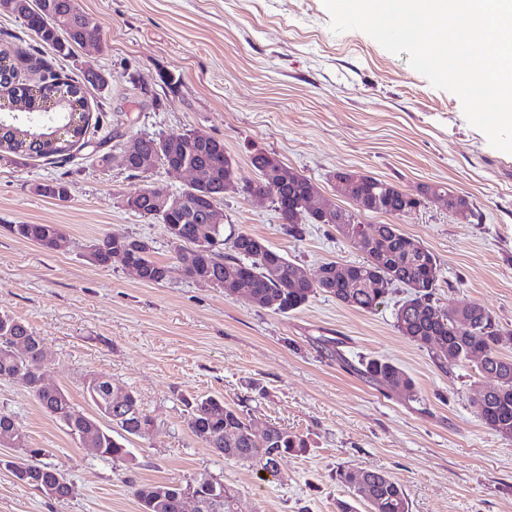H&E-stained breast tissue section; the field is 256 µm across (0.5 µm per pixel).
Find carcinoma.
Listing matches in <instances>:
<instances>
[{"label":"carcinoma","instance_id":"carcinoma-1","mask_svg":"<svg viewBox=\"0 0 512 512\" xmlns=\"http://www.w3.org/2000/svg\"><path fill=\"white\" fill-rule=\"evenodd\" d=\"M76 0H25L24 11L19 15L24 26L46 46L62 52L80 44L78 20L85 19ZM0 89L12 101L21 103V111L29 114L42 111L41 101L55 96L64 100L56 108L58 124L69 120V112L77 102L85 103V89L95 88V73L83 74L79 81L59 82V75L45 69L38 85L39 94L31 92L29 85L17 80L14 59L23 54L12 47H1ZM31 130L40 134L46 130L34 124H21L19 117L0 119V147L19 159L50 158L64 156L84 135L87 127H76L70 138L51 146L44 141L16 139V134ZM147 154L160 164L173 154L187 163L207 170L208 198L194 204L199 190L189 187L179 193L186 204L171 212L159 209L158 193L145 189L136 198L140 205L137 213L149 216L161 224L169 235L195 248L205 247L194 267L182 271L186 279L209 285L215 279L230 283L246 276L252 282V296L256 306L289 314L304 307L311 298L326 293L341 305L361 312L374 311L389 295L392 287L408 288V296L396 309L394 326L408 341L425 349L443 369L462 362H474L481 374L496 380V386L476 401L477 413L494 432L512 439V357L502 353L505 345L512 343V331L502 328L492 313L480 304L460 302L453 308H443L434 299L438 286L440 264L433 253L424 247H415L410 237L398 224H365L363 230L371 243L365 260L356 264L329 261L320 266L315 280H300L298 266L285 255L270 247L266 240L244 231L225 230L222 224L209 223L211 204L221 205L224 200V183L236 179V162L224 154V144L207 137L194 138V133L181 135L151 136L143 138ZM250 163L256 178L253 184L241 188L244 193L252 186L268 185L273 178L262 158V151L250 155ZM338 175L354 182L350 196L353 209L336 207V231L342 232L346 224L358 220L361 212L381 213L400 217L417 209L424 199L433 195L448 194L443 184H425L411 193L398 184L381 180L356 171L342 169ZM311 179L297 174L294 187L278 198L281 208L279 219H287L285 230L293 237L303 234L306 224H318L319 218L307 212L295 213L296 201L305 191ZM46 197L62 200L68 196L66 182L55 180L37 187ZM384 196L381 204L372 206L374 196ZM14 232L40 247L58 251L67 247L68 237L58 224H16ZM138 239L105 237L88 249L89 260L104 266L112 250L121 247L141 266L143 281L160 283L167 280L172 268L152 259L151 251L137 248ZM348 269L356 287L347 288L338 278L336 270ZM468 311L469 324L461 327L456 313ZM43 341L35 331L23 322L7 314L0 315V380L22 384L34 393L41 408L61 422L81 447L95 457L110 461H127L130 451L125 441L131 437H145L152 431V420L141 407L136 396L129 398L121 411H116L108 398L103 383L87 380L86 396L96 415L88 416L77 409L70 395L63 389L42 390L35 386L37 380L33 363L43 357ZM361 373L373 384L382 388L398 383L413 390V381L407 373L386 359H370L363 363ZM109 426H103V423ZM188 426L193 435L203 441L213 452L226 461L246 464L256 471L276 476L280 461L288 456L307 452L308 441L304 436L288 431L277 424H269L264 434L253 433L251 421L243 411L224 403L222 397L196 398L189 403ZM6 447L17 452L14 459L28 472L27 486L37 488L56 480L55 471L39 462L38 453L30 448L26 434L12 416L0 413V440ZM208 477L202 475L191 480L202 494V512H236L237 491L224 486V496L216 499L205 489ZM336 481L347 487L351 500L339 501L337 512H356L354 502L367 504L369 512H409L410 505L402 486L387 472L376 468L341 466L336 469ZM183 483L171 482L161 487L156 484L133 485L141 512H182L181 490Z\"/></svg>","mask_w":512,"mask_h":512}]
</instances>
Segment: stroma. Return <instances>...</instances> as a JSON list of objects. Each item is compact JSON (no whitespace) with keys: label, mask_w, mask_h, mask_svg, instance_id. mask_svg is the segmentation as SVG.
<instances>
[{"label":"stroma","mask_w":512,"mask_h":512,"mask_svg":"<svg viewBox=\"0 0 512 512\" xmlns=\"http://www.w3.org/2000/svg\"><path fill=\"white\" fill-rule=\"evenodd\" d=\"M98 24L96 42L56 54L13 15L0 12V46L27 59L18 74L36 84L43 64L63 78L86 66L112 76L87 98L98 122L88 147L63 163L0 161V313L42 337V382L91 411L90 376L136 395L154 421L131 438L128 461L86 453L23 385L0 380V411L14 416L43 463L72 486L57 500L18 484L0 467V512H140L137 484L186 482L206 474L237 488V512H336L349 498L336 469L374 466L405 489L411 512H512V439L485 425L473 404L492 386L467 364L440 369L401 336L394 288L364 313L318 294L282 315L245 297L185 279L190 246L174 247L162 224L129 210L151 185L179 193L188 173L157 166L131 175L119 162L128 141L201 132L219 139L241 181L254 179V150L275 153L337 206L351 208L330 175L348 169L416 192L445 183L470 196L481 222H463L436 200L393 219L441 264V306L471 301L512 330V154L471 126L460 99L434 88L408 63L360 30L334 33L323 0H78ZM66 181L68 196L36 187ZM224 221L259 236L316 276L329 260L363 261L330 224L288 235L267 199L229 191ZM17 224H57L67 250L19 237ZM107 236L148 240L171 278L147 283L121 265L98 267L90 245ZM385 358L413 380V392L365 381L361 362ZM220 396L253 425L303 434L306 454L280 462L275 479L227 463L194 437L187 401Z\"/></svg>","instance_id":"obj_1"}]
</instances>
